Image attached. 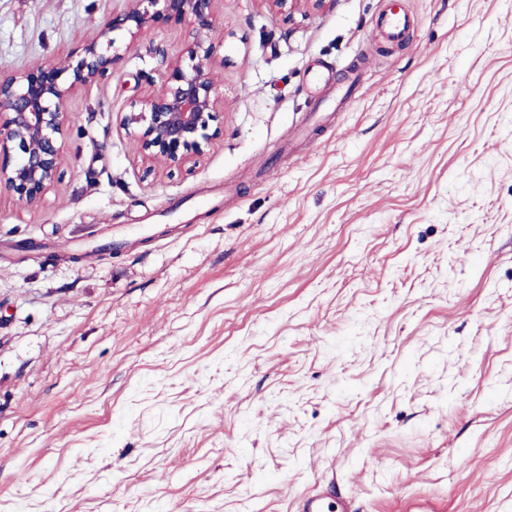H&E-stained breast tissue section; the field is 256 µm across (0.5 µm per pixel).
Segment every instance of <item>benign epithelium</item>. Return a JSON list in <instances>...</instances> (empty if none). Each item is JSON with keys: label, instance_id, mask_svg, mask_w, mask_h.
<instances>
[{"label": "benign epithelium", "instance_id": "obj_1", "mask_svg": "<svg viewBox=\"0 0 512 512\" xmlns=\"http://www.w3.org/2000/svg\"><path fill=\"white\" fill-rule=\"evenodd\" d=\"M217 0H126L102 36L117 29L140 31L193 20L188 63L169 67L157 91L124 114L122 126L135 133L140 152L166 167H179L221 134L215 112L220 98L213 75V32ZM281 12L303 3L319 10L328 0H271ZM118 56L98 41L84 43L79 55L56 64L33 63L19 71L0 69V191L33 206L54 187L65 162L63 141L72 90L114 70Z\"/></svg>", "mask_w": 512, "mask_h": 512}]
</instances>
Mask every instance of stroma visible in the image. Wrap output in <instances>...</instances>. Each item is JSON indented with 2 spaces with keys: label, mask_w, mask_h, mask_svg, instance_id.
<instances>
[{
  "label": "stroma",
  "mask_w": 512,
  "mask_h": 512,
  "mask_svg": "<svg viewBox=\"0 0 512 512\" xmlns=\"http://www.w3.org/2000/svg\"><path fill=\"white\" fill-rule=\"evenodd\" d=\"M124 6L0 0V69ZM400 6L218 0L177 168L120 118L193 25L113 32L60 180L0 192V512H512V0ZM417 22L405 13L401 14L389 9L378 17L373 26L371 37L374 38L376 35H381L389 41H401ZM333 498L332 489H319L314 494L306 496L299 501L298 512H350V505L347 501L338 503L340 509H335L331 506V502H328V500Z\"/></svg>",
  "instance_id": "35a3bbf8"
}]
</instances>
